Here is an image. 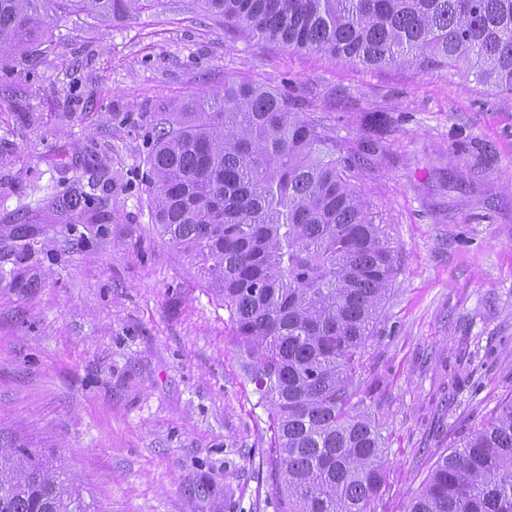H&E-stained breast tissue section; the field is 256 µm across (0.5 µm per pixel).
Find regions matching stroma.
<instances>
[{"label":"stroma","instance_id":"35a3bbf8","mask_svg":"<svg viewBox=\"0 0 512 512\" xmlns=\"http://www.w3.org/2000/svg\"><path fill=\"white\" fill-rule=\"evenodd\" d=\"M285 92L345 148L401 269L352 390L387 438L385 512L512 397V103L451 68L366 69L162 0L64 16L0 61V445L68 470L99 512H276L269 413L224 301L144 182L157 123L225 79ZM77 187L82 216L48 200Z\"/></svg>","mask_w":512,"mask_h":512}]
</instances>
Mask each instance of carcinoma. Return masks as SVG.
<instances>
[{
    "label": "carcinoma",
    "instance_id": "cac0c4a2",
    "mask_svg": "<svg viewBox=\"0 0 512 512\" xmlns=\"http://www.w3.org/2000/svg\"><path fill=\"white\" fill-rule=\"evenodd\" d=\"M144 0H0V59L60 15L119 21ZM292 52L369 68H458L512 100V0H199ZM362 163L288 96L224 79L162 119L146 174L155 223L224 297L272 416L278 512H377L381 427L349 391L400 261L356 189ZM51 204L81 214L86 195ZM0 512H91L67 471L0 449ZM407 512H512V400L434 463Z\"/></svg>",
    "mask_w": 512,
    "mask_h": 512
}]
</instances>
